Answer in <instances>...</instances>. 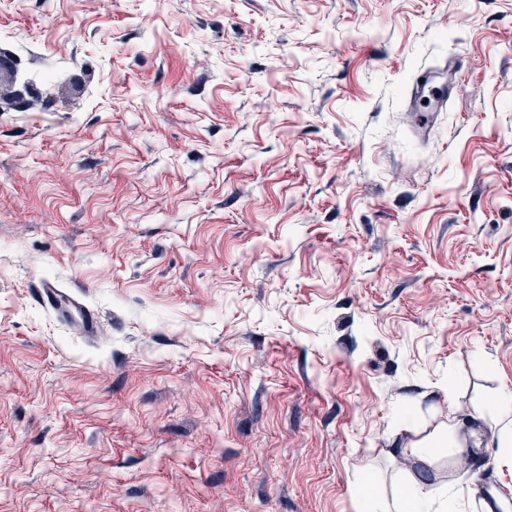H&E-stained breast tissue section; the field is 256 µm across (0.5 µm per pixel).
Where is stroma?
<instances>
[{
  "instance_id": "stroma-1",
  "label": "stroma",
  "mask_w": 512,
  "mask_h": 512,
  "mask_svg": "<svg viewBox=\"0 0 512 512\" xmlns=\"http://www.w3.org/2000/svg\"><path fill=\"white\" fill-rule=\"evenodd\" d=\"M2 41L67 78L0 112V512L512 490V0H0ZM437 71L424 70L414 79L407 96L410 127L418 140L429 138L436 121L447 108L448 99L460 91L458 82H436ZM428 103L424 104V100ZM42 299L44 303L58 309L64 319L76 323L84 336L94 339L98 337L96 318L79 298L64 293L51 283H46Z\"/></svg>"
}]
</instances>
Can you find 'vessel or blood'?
Returning <instances> with one entry per match:
<instances>
[{"label": "vessel or blood", "mask_w": 512, "mask_h": 512, "mask_svg": "<svg viewBox=\"0 0 512 512\" xmlns=\"http://www.w3.org/2000/svg\"><path fill=\"white\" fill-rule=\"evenodd\" d=\"M459 90L458 83L436 82L435 73L431 70L416 76L408 91L407 112L411 130L417 139L429 138L440 113L446 110L449 98ZM42 299L58 309L64 319L76 323L84 336L97 337V321L79 298L48 283L43 288Z\"/></svg>", "instance_id": "1"}]
</instances>
